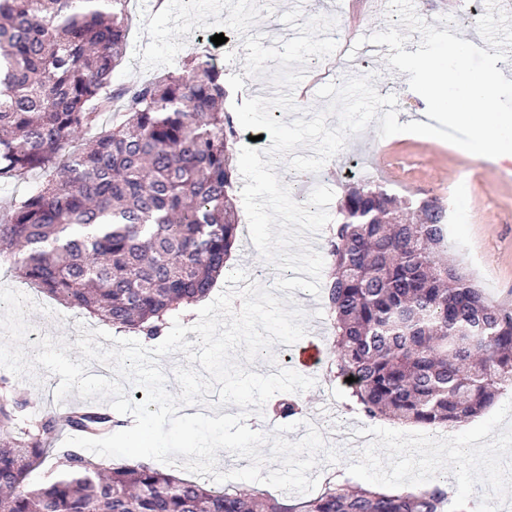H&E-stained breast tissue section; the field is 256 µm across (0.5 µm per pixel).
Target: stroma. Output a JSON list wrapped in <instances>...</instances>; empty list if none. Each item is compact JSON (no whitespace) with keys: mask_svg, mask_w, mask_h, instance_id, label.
I'll return each mask as SVG.
<instances>
[{"mask_svg":"<svg viewBox=\"0 0 512 512\" xmlns=\"http://www.w3.org/2000/svg\"><path fill=\"white\" fill-rule=\"evenodd\" d=\"M299 10L302 18L332 16L337 21L351 20L371 29L386 30L388 7L376 0H130L132 24L128 31L126 54L116 67L112 84L129 88L160 74L187 53L206 48L224 68L229 102H241L239 84H246L249 96H266L268 78L245 76V49L227 51L214 45L217 34L241 40L261 35L262 46L272 47L295 37L281 16ZM351 74H373L379 95L397 98L398 122L422 111L424 104L407 82L395 83L388 77L385 57L360 51L351 59ZM377 123L349 136L344 148L310 176V185L333 190L328 212L336 214L339 194L345 182L344 168L349 151L378 172L382 186L401 196L416 199L439 198L449 211H460L464 220L448 227L449 255L463 267L470 279L492 299L512 302V161L490 163L457 153L434 141L396 134L379 137ZM230 270L247 272L251 281L270 288L275 281L267 274L268 264L254 247L247 225H240ZM0 285L27 295L36 305L28 314L31 326L45 336L71 342V360L81 356L74 346L81 330H96L97 320L65 308L40 293L25 280L0 268ZM295 303L306 313L307 338L316 340L323 351L321 367L310 389L297 393L303 406L298 414V429L288 433L291 441L307 432L306 420L322 418L328 436V449L349 447L359 440L355 457L320 461L312 469L319 480H346L354 486L409 491L430 484L436 474L455 475L451 486L454 498L468 503L471 512H512V487H506L501 470L504 457L512 456V387L505 388L479 417L462 424L432 429L423 425H398L386 420L371 421L344 407V388L329 378L325 366L334 358L332 320L323 296L294 290ZM60 376L45 368L32 376L12 377L17 394L38 403L47 411L80 404L77 394L58 400L55 389Z\"/></svg>","mask_w":512,"mask_h":512,"instance_id":"stroma-1","label":"stroma"}]
</instances>
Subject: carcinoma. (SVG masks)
I'll use <instances>...</instances> for the list:
<instances>
[{"instance_id":"1","label":"carcinoma","mask_w":512,"mask_h":512,"mask_svg":"<svg viewBox=\"0 0 512 512\" xmlns=\"http://www.w3.org/2000/svg\"><path fill=\"white\" fill-rule=\"evenodd\" d=\"M126 3L0 0V180L52 174L0 220V262L65 307L152 338L209 297L235 247L237 130L223 71L207 53L112 90ZM119 99L112 125L101 126ZM338 214L328 240L336 358L327 372L345 387V406L430 428L479 416L512 386V303L489 299L443 257L445 206L353 179ZM8 385L0 377V512H465L436 482L407 492L329 481L315 497L284 502L51 448L63 424L105 437L127 421L103 407L61 416L18 401ZM52 454L62 469L29 483Z\"/></svg>"}]
</instances>
